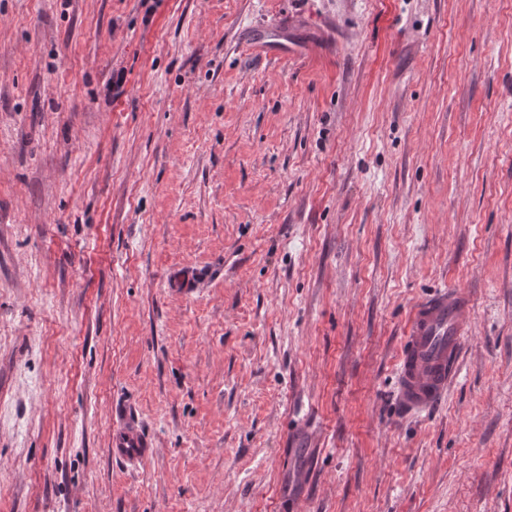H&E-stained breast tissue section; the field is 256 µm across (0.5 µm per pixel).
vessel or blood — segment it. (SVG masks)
I'll use <instances>...</instances> for the list:
<instances>
[{
    "label": "vessel or blood",
    "mask_w": 512,
    "mask_h": 512,
    "mask_svg": "<svg viewBox=\"0 0 512 512\" xmlns=\"http://www.w3.org/2000/svg\"><path fill=\"white\" fill-rule=\"evenodd\" d=\"M470 322V303L457 289L445 287L414 303L396 369V397L404 412L427 413L446 398ZM110 447L113 460L133 468L153 453L138 423L118 407L112 411Z\"/></svg>",
    "instance_id": "1"
}]
</instances>
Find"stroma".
Returning a JSON list of instances; mask_svg holds the SVG:
<instances>
[{"mask_svg":"<svg viewBox=\"0 0 512 512\" xmlns=\"http://www.w3.org/2000/svg\"><path fill=\"white\" fill-rule=\"evenodd\" d=\"M296 501L512 512V0H0V512ZM470 322V303L455 288L414 303L396 369V397L405 413H428L446 398ZM110 447L113 460L133 468H140L154 451L138 423L118 407L112 409Z\"/></svg>","mask_w":512,"mask_h":512,"instance_id":"obj_1","label":"stroma"}]
</instances>
